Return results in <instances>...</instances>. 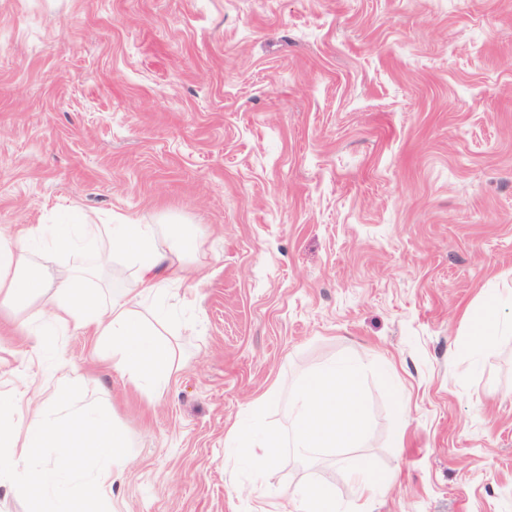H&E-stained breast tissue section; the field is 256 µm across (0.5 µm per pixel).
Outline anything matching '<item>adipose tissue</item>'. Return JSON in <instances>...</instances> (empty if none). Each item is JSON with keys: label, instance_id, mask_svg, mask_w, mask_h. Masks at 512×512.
I'll use <instances>...</instances> for the list:
<instances>
[{"label": "adipose tissue", "instance_id": "ef3b65f1", "mask_svg": "<svg viewBox=\"0 0 512 512\" xmlns=\"http://www.w3.org/2000/svg\"><path fill=\"white\" fill-rule=\"evenodd\" d=\"M108 237L112 252L122 255L133 269L128 279L112 283V300L101 305L85 287L88 268H65L48 274L55 255ZM171 249L157 247V227L129 216L114 224H83L73 237L57 224H31L14 230L0 229V308L51 295L54 321L93 335L112 345V365L132 381H152L171 374L176 351L155 339L144 322L141 308L147 298L163 290L166 282L183 277V263L174 262L171 251L191 252L193 238L172 228ZM111 252V253H112Z\"/></svg>", "mask_w": 512, "mask_h": 512}]
</instances>
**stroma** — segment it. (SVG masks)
<instances>
[{"label":"stroma","instance_id":"obj_1","mask_svg":"<svg viewBox=\"0 0 512 512\" xmlns=\"http://www.w3.org/2000/svg\"><path fill=\"white\" fill-rule=\"evenodd\" d=\"M126 215L196 234L159 328L175 370L136 386L112 348L0 318V394L61 376L126 434L110 512H512V0H0V226ZM350 357L360 447L237 480L233 430ZM395 388L390 402L372 367ZM508 335H512V319L501 322L492 311H488L485 319L471 328L469 339L474 348L484 349L490 346L498 336ZM347 480L349 483L357 487L358 499L363 500V507L355 509V512H372L374 504L372 487L364 481L362 471H348ZM336 496L327 487L311 484L301 491L299 512H335Z\"/></svg>","mask_w":512,"mask_h":512}]
</instances>
